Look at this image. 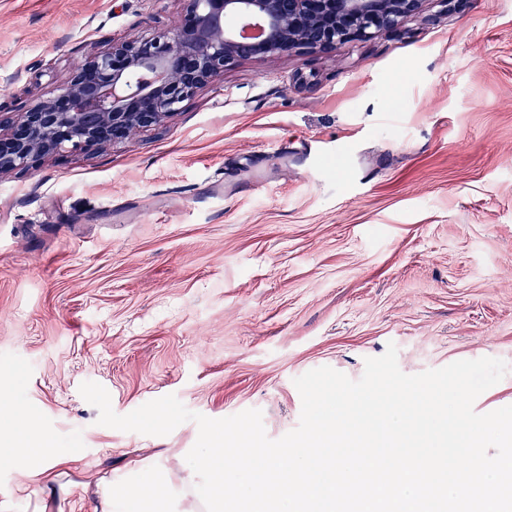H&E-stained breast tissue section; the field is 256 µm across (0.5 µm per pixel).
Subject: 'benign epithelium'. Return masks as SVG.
Instances as JSON below:
<instances>
[{
	"instance_id": "7a95c632",
	"label": "benign epithelium",
	"mask_w": 512,
	"mask_h": 512,
	"mask_svg": "<svg viewBox=\"0 0 512 512\" xmlns=\"http://www.w3.org/2000/svg\"><path fill=\"white\" fill-rule=\"evenodd\" d=\"M166 31L115 42L50 99L0 113V173L67 149L121 144L161 125L239 58L332 51L393 31L422 0H184Z\"/></svg>"
}]
</instances>
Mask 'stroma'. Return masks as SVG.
I'll use <instances>...</instances> for the list:
<instances>
[{
  "label": "stroma",
  "mask_w": 512,
  "mask_h": 512,
  "mask_svg": "<svg viewBox=\"0 0 512 512\" xmlns=\"http://www.w3.org/2000/svg\"><path fill=\"white\" fill-rule=\"evenodd\" d=\"M183 8L0 0V102L26 111ZM391 343L407 374L502 359L474 409L512 406V0H424L366 41L234 60L131 142L0 175V391L59 460L0 469V512H93L133 481L188 508L196 424L98 425L84 382L120 415L169 394L257 409L278 439L296 377L359 379Z\"/></svg>",
  "instance_id": "1"
}]
</instances>
